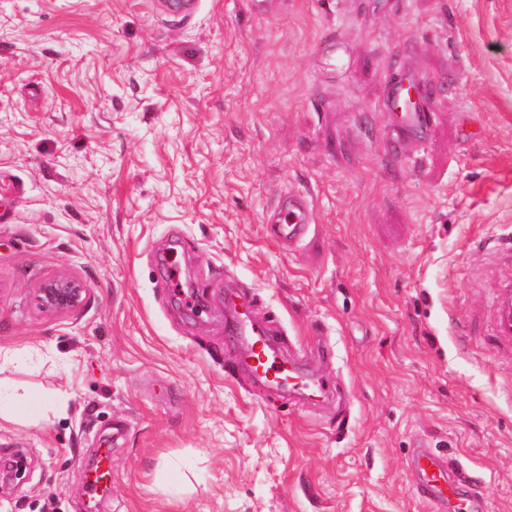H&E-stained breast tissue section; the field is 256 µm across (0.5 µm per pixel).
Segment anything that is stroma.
Wrapping results in <instances>:
<instances>
[{
    "label": "stroma",
    "instance_id": "obj_1",
    "mask_svg": "<svg viewBox=\"0 0 512 512\" xmlns=\"http://www.w3.org/2000/svg\"><path fill=\"white\" fill-rule=\"evenodd\" d=\"M395 73L431 114L400 151ZM508 231L512 0H0V394L44 399L0 512H84L101 448L104 512H429L420 445L512 512ZM62 273L86 301L43 310ZM232 289L329 397L252 379ZM312 222V210L306 200L289 193L281 202V210L276 224L267 225L269 236L279 242H292L301 239ZM511 284L506 285L497 300L499 310L498 335L510 337L512 335V289ZM512 337V336H511ZM112 473V457L108 450H105L99 456L95 468L87 474V489L89 500H94L96 496H104L110 490V479Z\"/></svg>",
    "mask_w": 512,
    "mask_h": 512
}]
</instances>
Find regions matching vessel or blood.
<instances>
[{
    "mask_svg": "<svg viewBox=\"0 0 512 512\" xmlns=\"http://www.w3.org/2000/svg\"><path fill=\"white\" fill-rule=\"evenodd\" d=\"M312 222V210L306 200L295 194L283 197L276 223L268 225L269 236L279 242L301 239ZM498 333L512 335V288L504 287L498 300ZM233 336L250 342V368L259 378L266 380L288 379L291 388L319 395L329 391L330 382L324 378L306 376L296 367L285 366L271 345V334L267 327L255 324L244 312L232 317ZM415 477L416 488L422 498L436 504L443 512H476L477 498L464 490L448 457L426 448H417L409 459ZM112 457L104 452L99 456L94 469L87 476L90 496H103L110 490Z\"/></svg>",
    "mask_w": 512,
    "mask_h": 512,
    "instance_id": "b4317fda",
    "label": "vessel or blood"
}]
</instances>
